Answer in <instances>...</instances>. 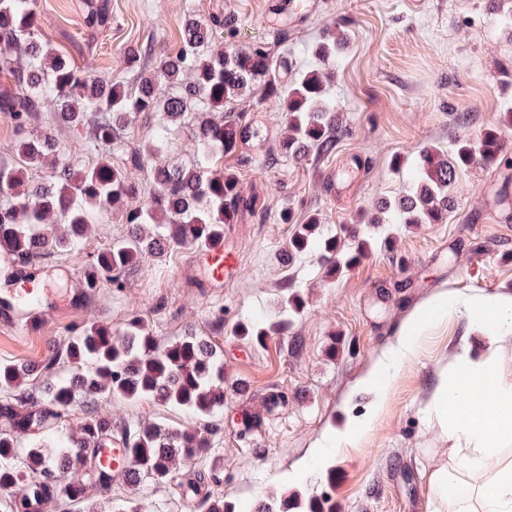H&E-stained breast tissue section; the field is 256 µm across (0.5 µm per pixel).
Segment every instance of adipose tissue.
I'll return each mask as SVG.
<instances>
[{
  "label": "adipose tissue",
  "instance_id": "ef3b65f1",
  "mask_svg": "<svg viewBox=\"0 0 512 512\" xmlns=\"http://www.w3.org/2000/svg\"><path fill=\"white\" fill-rule=\"evenodd\" d=\"M449 307L438 297L404 320L398 355L410 354L413 337ZM462 314L468 335L484 343L478 355L460 348L430 399L450 443L447 463L429 474L433 512H512V375L499 366L512 338V294H472Z\"/></svg>",
  "mask_w": 512,
  "mask_h": 512
}]
</instances>
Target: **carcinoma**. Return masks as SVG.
I'll return each mask as SVG.
<instances>
[{
    "label": "carcinoma",
    "mask_w": 512,
    "mask_h": 512,
    "mask_svg": "<svg viewBox=\"0 0 512 512\" xmlns=\"http://www.w3.org/2000/svg\"><path fill=\"white\" fill-rule=\"evenodd\" d=\"M110 20V3L102 0L86 16L92 28ZM224 27L214 16L203 24L186 18L182 43L174 55L157 60L154 69L142 66L141 52L124 58L134 72L133 83L112 82L107 71L81 69L39 38L35 0H0V61L10 71V86L0 90V112L8 113L16 131L15 159L0 164V244L13 259L38 265L54 253L80 249L96 217L112 214L114 203L134 198L139 187L125 171L105 158L76 169L68 162L55 164L44 181L23 180L24 173L42 167L59 151L48 132L37 131L46 104L53 106L54 123L78 130L91 128L93 145L123 143L129 117L137 112H161L167 125L130 154L136 168L150 170L152 189L139 206L123 214L127 235L101 250L86 273L87 287L109 283L123 287L122 276L144 256H159L183 243L202 244L224 234V225L236 224L256 210L257 197L246 196L236 170L218 172L212 164L237 156L242 165L254 157L240 152L243 144L259 140L247 114L238 111L242 96L255 90L261 99L279 102L285 112L284 136L265 151L266 161L279 157L302 160L324 158L336 150L340 133L336 105L327 94L325 67L336 59L340 41L329 32L313 50V62L300 77L288 80V59L275 55L269 43L258 41L245 50L231 45L212 46L209 28ZM224 113L217 122L210 113ZM192 117L201 159L189 166H156L153 159L168 142L171 126ZM512 129V108L500 113L476 140L457 141L450 153L428 147L420 151L411 190L402 197L382 201L367 215L369 224H445L453 201L457 171L475 161L511 167L512 157L499 141ZM319 219L310 214L298 224L288 245V258L318 250L329 262L327 274L340 266L330 262L336 238L315 235ZM287 322L256 319L240 325L238 335L261 343L285 330ZM67 362L77 365L71 378H57L44 387V395L19 391L24 380L40 371L50 373ZM152 400L186 409L204 419H222L224 412V350L212 339L188 333L162 344L142 320H127L121 339L112 329L87 323L73 336L52 348L45 364H0V489L24 487L23 495L46 494L43 503L58 499L65 479L79 475L82 496L65 504L80 505L82 512H99L89 496L97 488H112V472L98 465L97 451L116 448L119 462L131 479L165 482L172 463L203 455L207 442L198 431L171 430L161 424L131 426L112 420L97 406L99 399ZM88 407L80 433L51 435L53 424L75 404ZM29 437L20 447L17 435ZM282 494L260 502L255 512H288ZM205 512H246L222 496L201 502Z\"/></svg>",
    "instance_id": "obj_1"
}]
</instances>
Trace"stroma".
<instances>
[{"instance_id":"1","label":"stroma","mask_w":512,"mask_h":512,"mask_svg":"<svg viewBox=\"0 0 512 512\" xmlns=\"http://www.w3.org/2000/svg\"><path fill=\"white\" fill-rule=\"evenodd\" d=\"M96 0H37L41 38L79 66L108 70L132 83L124 65L128 50L150 49L153 57L176 53L185 16L235 20V47L272 42L287 53L294 71L311 61V50L327 28L342 36L329 93L342 134L327 159L256 161L238 169L245 194L256 196L260 213L224 227V247L237 253L235 279L205 285L194 264V246L143 259L124 276L123 288L95 289L77 309L69 297L84 288L94 254L122 237L120 211L92 225L81 252L49 258L39 278L48 284L59 313L34 333L0 326V363L43 361L53 345L88 322L122 335L131 316L140 317L160 341L185 334L217 337L224 347V414L211 448L181 464L178 473H202L197 491L151 479L112 486L113 505L144 501L152 512H202V499L223 494L236 504L253 503L289 489L302 504L323 512H432L428 473L448 458V439L429 398L461 342L480 350L482 339L466 336L465 320L453 314L431 323L414 355L390 369V387L372 429L354 445H332L330 432L363 416L370 395L361 382L396 342L400 323L420 306L447 294L512 292V168L471 165L457 174L454 203L444 224H365L376 202L405 192L418 153L449 150L455 140L477 138L512 107V85L501 72L512 66V31L492 0H314L298 15L284 0H110V22L96 30L84 17ZM265 132L267 144L284 132L279 103L245 96L239 105ZM161 115L132 116L124 148L70 151L72 141H90L84 128L72 131L44 121L62 146L61 160L81 167L107 156L123 164L128 150L147 141ZM405 164L393 168L394 155ZM318 214L323 236L340 251L359 240L374 247L360 262L328 277L318 252L289 260L295 227L279 215ZM402 284L395 301L381 288ZM299 288L306 305L285 315L286 286ZM223 315L224 331L212 320ZM288 318L287 332L252 345L237 336L239 324L256 317ZM303 349L291 353L292 338ZM248 386L236 392V383ZM286 404L251 432L239 421L258 411L269 393ZM114 419L156 422L167 428H204L194 413L152 401L101 402ZM317 448L328 449V465L310 464Z\"/></svg>"}]
</instances>
